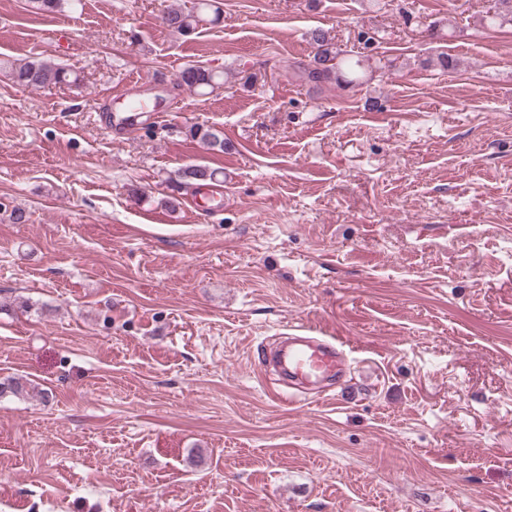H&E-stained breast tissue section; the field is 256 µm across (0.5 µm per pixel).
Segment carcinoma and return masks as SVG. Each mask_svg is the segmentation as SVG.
<instances>
[{
	"mask_svg": "<svg viewBox=\"0 0 512 512\" xmlns=\"http://www.w3.org/2000/svg\"><path fill=\"white\" fill-rule=\"evenodd\" d=\"M496 11L489 17L493 24L509 21L512 23V0H495ZM210 4L202 2L197 12H186L176 6L167 11L170 21V30L181 35L191 34L201 22L202 11ZM314 52L308 62L293 61L287 64L292 70L296 80L321 87L336 83L346 86H361L366 82L363 65L360 59L352 53L336 50L331 39L321 29H315L310 36ZM428 65L439 68L442 72L456 69L458 62L445 52H439L429 59ZM0 71L5 73L18 86L30 89H41L51 85L66 84L70 82L72 72L64 67L40 59L14 60L0 63ZM237 74L225 70L217 71L201 65H188L178 75V82L191 90L203 93H212L226 84L232 83ZM189 136L207 144L211 149L224 151V135L202 125L192 126L188 130ZM224 171L202 165H191L177 171L173 190L178 192L185 188L207 186L221 182ZM32 390L30 382L21 378L9 377L0 381V397L11 395L24 398Z\"/></svg>",
	"mask_w": 512,
	"mask_h": 512,
	"instance_id": "obj_1",
	"label": "carcinoma"
}]
</instances>
